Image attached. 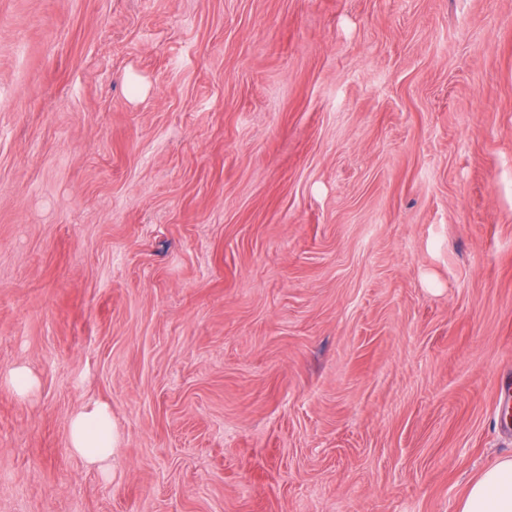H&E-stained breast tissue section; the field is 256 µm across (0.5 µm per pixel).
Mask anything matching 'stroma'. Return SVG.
<instances>
[{"label": "stroma", "mask_w": 512, "mask_h": 512, "mask_svg": "<svg viewBox=\"0 0 512 512\" xmlns=\"http://www.w3.org/2000/svg\"><path fill=\"white\" fill-rule=\"evenodd\" d=\"M508 394L512 0H0V512H459ZM69 445L89 465L104 466L116 447L109 410L93 405L76 414L70 421Z\"/></svg>", "instance_id": "35a3bbf8"}]
</instances>
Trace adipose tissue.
Here are the masks:
<instances>
[{
  "label": "adipose tissue",
  "mask_w": 512,
  "mask_h": 512,
  "mask_svg": "<svg viewBox=\"0 0 512 512\" xmlns=\"http://www.w3.org/2000/svg\"><path fill=\"white\" fill-rule=\"evenodd\" d=\"M72 451L93 466L111 458L116 438L109 410L87 407L70 421ZM460 512H512V457L497 460L469 482L459 505Z\"/></svg>",
  "instance_id": "1"
}]
</instances>
